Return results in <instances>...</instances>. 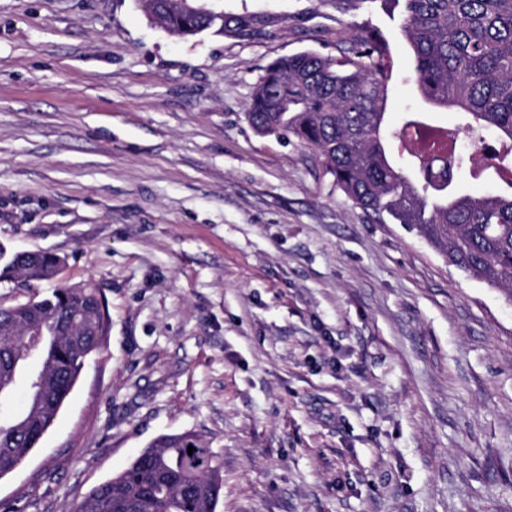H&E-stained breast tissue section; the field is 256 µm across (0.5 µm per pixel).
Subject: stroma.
<instances>
[{
    "label": "stroma",
    "instance_id": "35a3bbf8",
    "mask_svg": "<svg viewBox=\"0 0 512 512\" xmlns=\"http://www.w3.org/2000/svg\"><path fill=\"white\" fill-rule=\"evenodd\" d=\"M221 5L274 22L181 38L140 0H0V248L63 257L38 293L91 279L111 317L0 506L72 512L190 430L216 512H512V301L247 118L271 62L370 31L400 128L398 9Z\"/></svg>",
    "mask_w": 512,
    "mask_h": 512
}]
</instances>
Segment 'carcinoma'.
I'll use <instances>...</instances> for the list:
<instances>
[{
    "mask_svg": "<svg viewBox=\"0 0 512 512\" xmlns=\"http://www.w3.org/2000/svg\"><path fill=\"white\" fill-rule=\"evenodd\" d=\"M412 51L403 81L434 108H452L464 121L474 153L445 144L448 129L413 107L402 127L385 124L393 71L386 42L360 38L340 57L304 51L270 64L249 105L248 119L263 135L286 132L315 149L327 171L374 222L405 224L471 278L500 288L512 300V194L474 196L454 190L449 173L469 168L512 189V0H395ZM170 34L196 36L212 29L169 14ZM252 16H226L215 32L248 37ZM502 151L480 160L485 135ZM419 160V177L404 173ZM63 260L48 252L14 255L0 283L21 279L28 288L55 279ZM110 320L101 290L91 282L54 289L0 307V477L38 446L72 393L86 362L102 346L90 326ZM37 359L41 391L9 407L16 385ZM193 453H188V446ZM223 481L211 448L187 431L163 434L119 474L95 487L74 512H215Z\"/></svg>",
    "mask_w": 512,
    "mask_h": 512,
    "instance_id": "cac0c4a2",
    "label": "carcinoma"
}]
</instances>
